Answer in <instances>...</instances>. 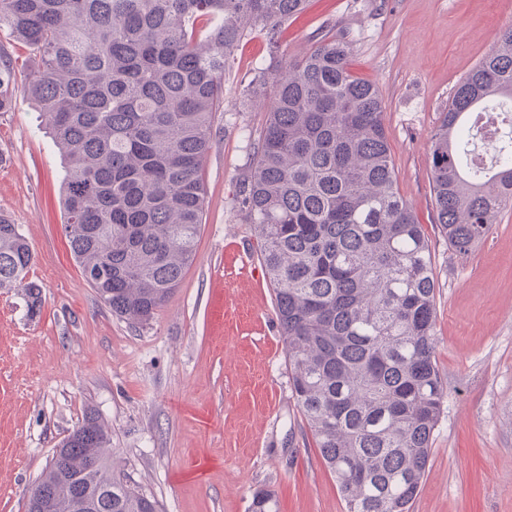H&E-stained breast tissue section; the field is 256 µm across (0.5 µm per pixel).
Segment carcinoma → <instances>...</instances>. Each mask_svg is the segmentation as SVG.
<instances>
[{
	"instance_id": "1",
	"label": "carcinoma",
	"mask_w": 512,
	"mask_h": 512,
	"mask_svg": "<svg viewBox=\"0 0 512 512\" xmlns=\"http://www.w3.org/2000/svg\"><path fill=\"white\" fill-rule=\"evenodd\" d=\"M309 0H0V31L39 57L25 91L65 157L64 231L87 282L112 313L149 322L196 255L202 166L224 73L259 29L269 63L241 89L268 117L236 197L255 225L292 389L346 512H410L443 411L434 357L436 278L428 239L397 190L377 88L349 66L350 33L279 57L282 24ZM0 51V112L17 78ZM512 26L456 85L433 131L435 223L459 255L512 206ZM500 113L499 165L470 174L464 147L478 109ZM32 252L0 217V289L28 280ZM48 467L49 512H157L112 469L111 437L86 413ZM97 464L86 468L88 460ZM251 512H276L265 491Z\"/></svg>"
}]
</instances>
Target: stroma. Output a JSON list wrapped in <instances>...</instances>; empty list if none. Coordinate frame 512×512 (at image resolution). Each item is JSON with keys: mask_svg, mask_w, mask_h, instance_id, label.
<instances>
[{"mask_svg": "<svg viewBox=\"0 0 512 512\" xmlns=\"http://www.w3.org/2000/svg\"><path fill=\"white\" fill-rule=\"evenodd\" d=\"M512 25V0H313L289 22L291 60L328 30L356 32L353 72L372 82L401 197L423 225L437 279L435 361L446 386L411 512H512V208L466 256L434 222L430 136L457 83ZM269 61L253 32L224 77L204 160L195 259L155 317L113 315L63 232L65 175L35 105L16 89L0 112V216L18 224L42 291L38 316L0 289V512L26 497L86 412L112 436L117 470L159 512H345L291 389L275 296L234 187L267 114L241 84Z\"/></svg>", "mask_w": 512, "mask_h": 512, "instance_id": "1", "label": "stroma"}]
</instances>
